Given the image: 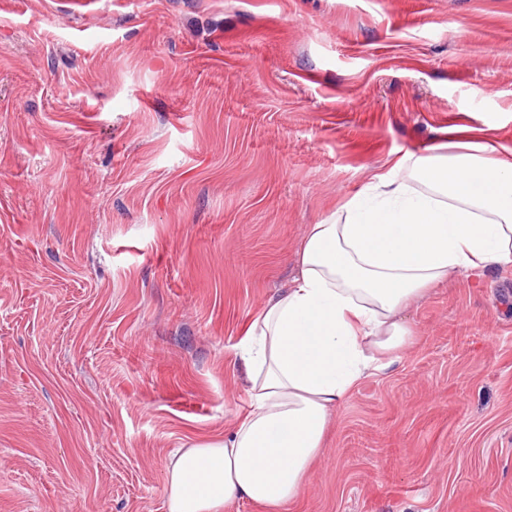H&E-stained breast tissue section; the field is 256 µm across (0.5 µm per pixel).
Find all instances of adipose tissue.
I'll return each instance as SVG.
<instances>
[{
  "label": "adipose tissue",
  "instance_id": "obj_1",
  "mask_svg": "<svg viewBox=\"0 0 512 512\" xmlns=\"http://www.w3.org/2000/svg\"><path fill=\"white\" fill-rule=\"evenodd\" d=\"M298 261L234 348L248 411L223 437L170 454L166 512L243 500L284 512L334 410L414 343L403 312L448 278L512 268V148L470 134L445 154L402 156L309 226Z\"/></svg>",
  "mask_w": 512,
  "mask_h": 512
}]
</instances>
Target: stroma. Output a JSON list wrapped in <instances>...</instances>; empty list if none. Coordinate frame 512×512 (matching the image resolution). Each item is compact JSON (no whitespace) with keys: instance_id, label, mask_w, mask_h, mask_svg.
<instances>
[{"instance_id":"stroma-1","label":"stroma","mask_w":512,"mask_h":512,"mask_svg":"<svg viewBox=\"0 0 512 512\" xmlns=\"http://www.w3.org/2000/svg\"><path fill=\"white\" fill-rule=\"evenodd\" d=\"M458 127L512 147V0H0V512H165L309 225ZM403 320L287 512H512V270Z\"/></svg>"}]
</instances>
